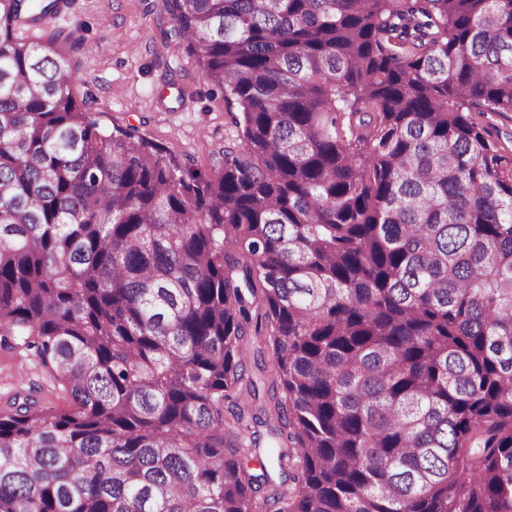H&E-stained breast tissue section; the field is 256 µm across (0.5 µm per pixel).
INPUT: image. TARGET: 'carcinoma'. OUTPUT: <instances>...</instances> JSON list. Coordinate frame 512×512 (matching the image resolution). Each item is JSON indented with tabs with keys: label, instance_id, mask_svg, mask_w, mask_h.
<instances>
[{
	"label": "carcinoma",
	"instance_id": "cac0c4a2",
	"mask_svg": "<svg viewBox=\"0 0 512 512\" xmlns=\"http://www.w3.org/2000/svg\"><path fill=\"white\" fill-rule=\"evenodd\" d=\"M0 0V512H264L224 402L265 325L276 512H512V0H161L219 169L107 134ZM261 294L251 318L245 294ZM482 122L490 124L493 139L506 150L512 149V112L488 113ZM16 394L29 395L39 404L57 410L69 406L68 396L61 386L41 369L37 359L28 351H0V408Z\"/></svg>",
	"mask_w": 512,
	"mask_h": 512
}]
</instances>
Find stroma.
I'll list each match as a JSON object with an SVG mask.
<instances>
[{"label":"stroma","instance_id":"1","mask_svg":"<svg viewBox=\"0 0 512 512\" xmlns=\"http://www.w3.org/2000/svg\"><path fill=\"white\" fill-rule=\"evenodd\" d=\"M79 72L72 87L107 131L134 130L185 166L217 168L238 136L235 115L182 40L159 0H69L54 22ZM62 410L68 396L23 350L0 351V408L15 395Z\"/></svg>","mask_w":512,"mask_h":512}]
</instances>
